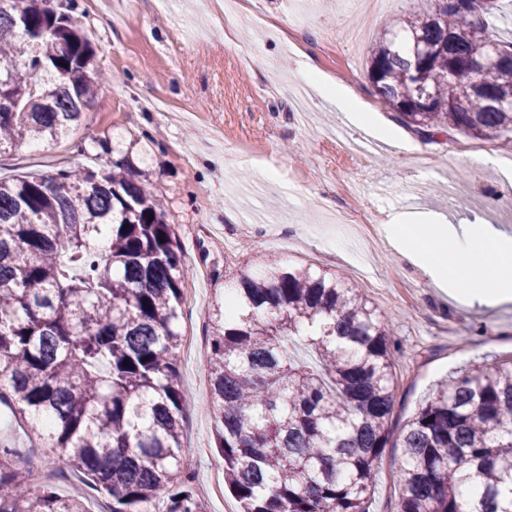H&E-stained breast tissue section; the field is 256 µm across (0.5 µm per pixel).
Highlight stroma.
Returning a JSON list of instances; mask_svg holds the SVG:
<instances>
[{
    "instance_id": "35a3bbf8",
    "label": "stroma",
    "mask_w": 512,
    "mask_h": 512,
    "mask_svg": "<svg viewBox=\"0 0 512 512\" xmlns=\"http://www.w3.org/2000/svg\"><path fill=\"white\" fill-rule=\"evenodd\" d=\"M227 38L213 0H75L74 17L95 51L99 100L52 147L28 144L0 155V175L60 161L95 166L105 147L145 157L141 179L174 224L188 268L184 281L179 388L186 396L183 457L202 512H241L224 485L210 405L208 314L240 271L270 260L336 272L387 324L395 367L393 424L403 425L436 385L484 360L512 356V305L470 307L402 259L385 223L407 206L455 224L490 222L512 237L499 201L512 194L482 164L496 142L462 134L429 142L406 130L368 78L369 51L390 23L430 0H254ZM312 56L325 75L349 69L353 91L405 150L348 126L300 71ZM277 178L270 179L266 170ZM413 204H406V197ZM348 244L338 251L337 240ZM20 448L29 469L56 470L60 494H98L45 454L36 435L0 405V441ZM400 449H383L370 512H397Z\"/></svg>"
}]
</instances>
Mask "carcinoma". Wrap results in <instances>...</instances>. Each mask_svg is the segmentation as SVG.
I'll use <instances>...</instances> for the list:
<instances>
[{
	"mask_svg": "<svg viewBox=\"0 0 512 512\" xmlns=\"http://www.w3.org/2000/svg\"><path fill=\"white\" fill-rule=\"evenodd\" d=\"M54 0H0V152L52 146L99 92L93 52ZM504 0H455L444 21L396 19L373 44L368 77L420 138L457 131L512 143V42L485 70L474 35ZM431 47L424 57L415 41ZM0 177V403L111 512H202L181 478L176 383L187 269L174 225L129 155L98 170L69 163ZM107 245L97 246L100 239ZM207 368L224 481L243 512H368L375 464L392 436L390 332L342 277L268 263L242 272L215 308ZM311 346L319 367L294 361ZM398 512H512V359L439 384L399 432ZM481 486L464 501L459 486ZM184 498H179V495ZM0 512H88L35 483L0 446Z\"/></svg>",
	"mask_w": 512,
	"mask_h": 512,
	"instance_id": "cac0c4a2",
	"label": "carcinoma"
}]
</instances>
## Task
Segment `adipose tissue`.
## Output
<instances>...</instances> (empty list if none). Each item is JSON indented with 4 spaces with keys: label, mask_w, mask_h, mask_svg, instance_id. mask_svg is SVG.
<instances>
[{
    "label": "adipose tissue",
    "mask_w": 512,
    "mask_h": 512,
    "mask_svg": "<svg viewBox=\"0 0 512 512\" xmlns=\"http://www.w3.org/2000/svg\"><path fill=\"white\" fill-rule=\"evenodd\" d=\"M303 75L331 92L353 124L372 125V113L361 111L357 96L313 62H306ZM386 231L402 257L449 294L487 306L512 302V239L494 225L454 224L438 213L411 210L392 214Z\"/></svg>",
    "instance_id": "ef3b65f1"
}]
</instances>
